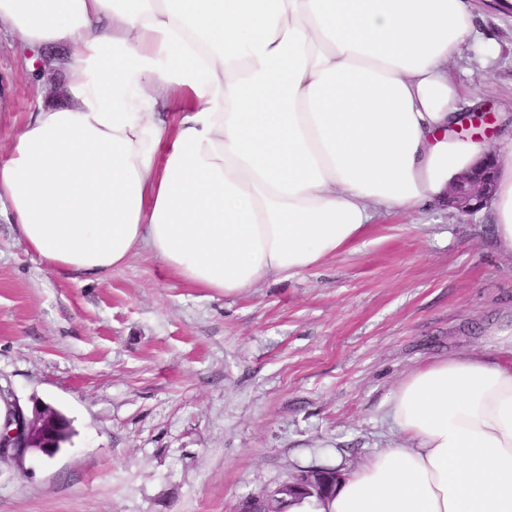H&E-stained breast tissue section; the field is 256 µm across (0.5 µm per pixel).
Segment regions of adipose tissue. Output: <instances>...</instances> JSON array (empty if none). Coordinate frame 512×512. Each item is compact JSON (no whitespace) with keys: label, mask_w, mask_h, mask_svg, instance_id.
Here are the masks:
<instances>
[{"label":"adipose tissue","mask_w":512,"mask_h":512,"mask_svg":"<svg viewBox=\"0 0 512 512\" xmlns=\"http://www.w3.org/2000/svg\"><path fill=\"white\" fill-rule=\"evenodd\" d=\"M1 21L33 60L65 48L68 104L0 159V204L54 269L144 249L233 295L444 201L488 154L512 254V142L449 134L469 0H0ZM386 416L399 441L288 512H512V335L409 370Z\"/></svg>","instance_id":"obj_1"}]
</instances>
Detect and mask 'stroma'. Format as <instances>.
Masks as SVG:
<instances>
[{
    "instance_id": "obj_1",
    "label": "stroma",
    "mask_w": 512,
    "mask_h": 512,
    "mask_svg": "<svg viewBox=\"0 0 512 512\" xmlns=\"http://www.w3.org/2000/svg\"><path fill=\"white\" fill-rule=\"evenodd\" d=\"M492 59L451 67L462 113L512 133V10L488 9ZM0 25V157L67 98L58 69ZM512 331V255L487 209L381 215L363 243L291 279L225 296L139 250L102 279L43 263L0 215V386L74 431L54 458L0 462V512H235L296 471L363 463L391 439L402 375Z\"/></svg>"
}]
</instances>
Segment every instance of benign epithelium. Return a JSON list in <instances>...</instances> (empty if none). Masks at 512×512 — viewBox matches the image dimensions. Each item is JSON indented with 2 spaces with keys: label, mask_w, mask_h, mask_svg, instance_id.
Masks as SVG:
<instances>
[{
  "label": "benign epithelium",
  "mask_w": 512,
  "mask_h": 512,
  "mask_svg": "<svg viewBox=\"0 0 512 512\" xmlns=\"http://www.w3.org/2000/svg\"><path fill=\"white\" fill-rule=\"evenodd\" d=\"M495 169L494 164H482L461 175L448 190V206L467 215L486 204L495 192ZM9 407L10 418L0 425V461H21L36 452L45 456L53 453L52 432L58 424L56 411L39 404L29 413L13 403ZM339 478L337 471L303 470L288 482V488L320 489L337 483Z\"/></svg>",
  "instance_id": "1"
}]
</instances>
